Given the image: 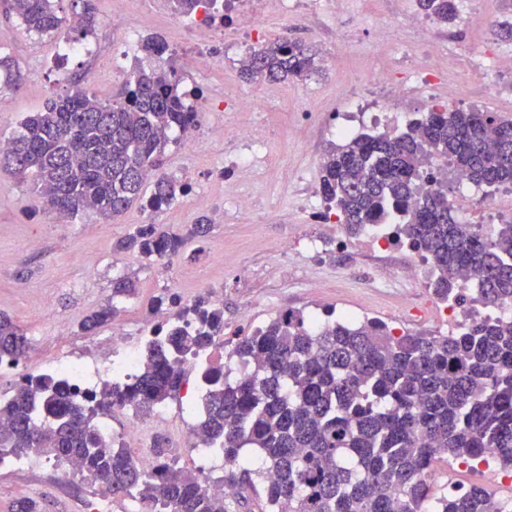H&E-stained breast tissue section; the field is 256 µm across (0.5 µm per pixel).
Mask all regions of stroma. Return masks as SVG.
<instances>
[{"instance_id": "obj_1", "label": "stroma", "mask_w": 512, "mask_h": 512, "mask_svg": "<svg viewBox=\"0 0 512 512\" xmlns=\"http://www.w3.org/2000/svg\"><path fill=\"white\" fill-rule=\"evenodd\" d=\"M317 2L316 16L305 24L297 23L292 15L267 10L262 40L267 43L288 36L315 44L326 54L336 33L345 32L354 46L337 55L335 66L319 68L296 82L250 87L240 77L238 60L244 50L229 35L213 51L216 63H202L188 73L185 88L211 98L214 107L199 124L206 141L204 150L184 148L176 136L166 148L164 174L187 186L170 206L148 213L135 205L115 220L92 212L72 216L47 209L41 195L27 184L0 174V312L26 332L30 345L40 347L43 360L58 354V332H66L70 349L86 356L111 336V325H103L93 336L82 333L79 325L85 315L111 304L112 281L123 276L135 278L139 286L137 297L121 304L128 335L139 333L156 299L178 290L194 299L208 298L223 308L224 349L228 352L237 336L247 334L249 324L264 325L279 305L308 315L388 305L390 294L369 286L368 279L378 268L375 259L354 247L336 246L322 225L307 223L304 201L291 185L276 179L255 185V213L240 222L224 216V190L207 180L211 169L223 167L230 149L223 136L228 119L225 90L250 87L257 95L276 97L283 117L264 147L268 165L300 169L315 189L320 164L305 148L311 132L295 125L290 112L300 103L318 112L350 111L356 105L351 86L364 82L372 56L403 61L420 56L421 46L416 42L379 45L374 41L375 18L395 14L399 0H354L352 8L343 12L337 11L336 0ZM57 7L67 17L93 8L97 23L89 54L58 58V38L28 32L7 0H0V52L9 55L27 77L21 89L0 87V98L9 106L0 112L1 138L17 130L21 120L42 108L47 99L75 85L92 88L100 98H112L133 68L144 61L146 38L179 46L185 55L202 52L190 35L171 25L168 0H58ZM439 31L452 35L459 45L447 63V73L461 105L512 116V96H485L469 79L471 64L485 60L494 49L506 48V41L485 40L481 30L463 28L458 22L440 26ZM203 217L211 222L209 233L190 236L192 225ZM148 223L183 236L181 249L168 263L148 261L133 250H117L118 242ZM293 235L322 240L325 255L314 272H307L301 259L276 254V245ZM215 254L222 255V263H211ZM312 277L321 281L320 289L308 288ZM197 385V372H186L184 392L164 404L170 416L168 427L150 431L146 448H155L161 440L167 448H175L180 432L191 431L197 417L186 413L185 407L188 390ZM102 494L101 486L89 485L82 478L60 477L52 463L41 458L0 468V512H7L10 502L22 496L42 498L45 512H90V504Z\"/></svg>"}]
</instances>
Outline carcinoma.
I'll use <instances>...</instances> for the list:
<instances>
[{
    "label": "carcinoma",
    "instance_id": "carcinoma-1",
    "mask_svg": "<svg viewBox=\"0 0 512 512\" xmlns=\"http://www.w3.org/2000/svg\"><path fill=\"white\" fill-rule=\"evenodd\" d=\"M56 0H11V10L38 35L60 34L66 19ZM191 16L202 0H168ZM443 24L456 21L459 0H418ZM319 51L283 37L254 50L241 68L249 83L303 80L318 70ZM186 93L167 72L139 68L118 96L99 98L88 87L57 96L26 116L0 151V172L30 180L50 207L91 211L110 220L134 202L154 212L183 191L156 172L171 134L190 124ZM448 161L477 188L512 186V118L477 108L434 105L402 132L360 133L326 150L319 191L350 236L369 224H394L399 239L437 272L441 301L473 285L471 300L486 307L512 300V221L461 224L448 207ZM183 238L143 224L121 248L154 261L177 253ZM129 277L112 281V297L130 299ZM114 306L86 316L92 334L112 319ZM195 325L161 330L131 383L104 384L79 397L48 375L31 376L0 401V459L29 456L76 460L82 477L143 512H228L205 481L175 466L157 444V469L145 471L129 451L102 437L98 416L112 405L153 408L183 385L184 358L224 332V310L207 300L191 309ZM273 318L240 338L233 356L250 362L238 375L211 367L203 415L194 433L231 467L253 448L259 467L230 474L242 489L261 481L264 512H505L489 489L474 485L453 495L433 492L425 474L446 454L475 466L491 448L512 469V319L488 318L446 334H393L378 320ZM29 341L0 313V360L19 362ZM34 497L8 512H43Z\"/></svg>",
    "mask_w": 512,
    "mask_h": 512
}]
</instances>
